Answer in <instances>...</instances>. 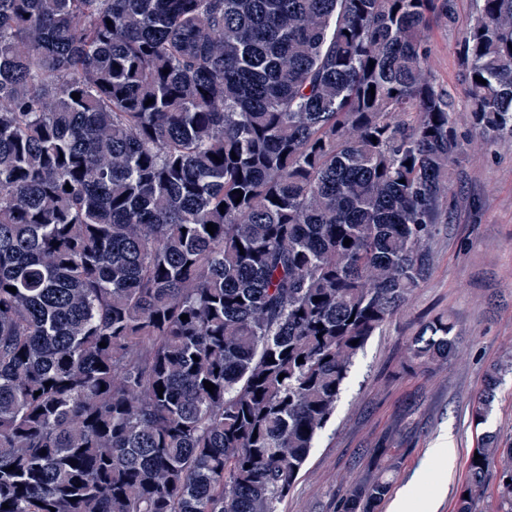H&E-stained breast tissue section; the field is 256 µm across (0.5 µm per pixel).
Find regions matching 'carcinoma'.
<instances>
[{
    "label": "carcinoma",
    "mask_w": 512,
    "mask_h": 512,
    "mask_svg": "<svg viewBox=\"0 0 512 512\" xmlns=\"http://www.w3.org/2000/svg\"><path fill=\"white\" fill-rule=\"evenodd\" d=\"M453 14L0 0V512H279L359 351L429 273L469 142L428 69ZM510 43L512 0H476L460 53L489 146L512 137ZM458 352L443 316L408 347L418 367ZM509 370L488 368L475 426ZM473 452L455 512L491 479L512 512V446L485 431ZM344 482L336 512L390 490Z\"/></svg>",
    "instance_id": "1"
}]
</instances>
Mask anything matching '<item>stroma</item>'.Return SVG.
<instances>
[{
	"label": "stroma",
	"instance_id": "1",
	"mask_svg": "<svg viewBox=\"0 0 512 512\" xmlns=\"http://www.w3.org/2000/svg\"><path fill=\"white\" fill-rule=\"evenodd\" d=\"M475 0H455L453 21L429 31V71L456 104L469 132L461 37ZM453 207L429 247L430 277L407 305L358 353L336 412L320 433L280 512H336L347 472L381 477L390 500L409 494V512H454L467 459L477 445L471 403L488 367L512 358V141L487 147L473 139L453 166ZM437 316L455 325L460 354L426 372L403 370L406 345L420 324ZM456 450L453 467L431 459L442 440Z\"/></svg>",
	"mask_w": 512,
	"mask_h": 512
}]
</instances>
